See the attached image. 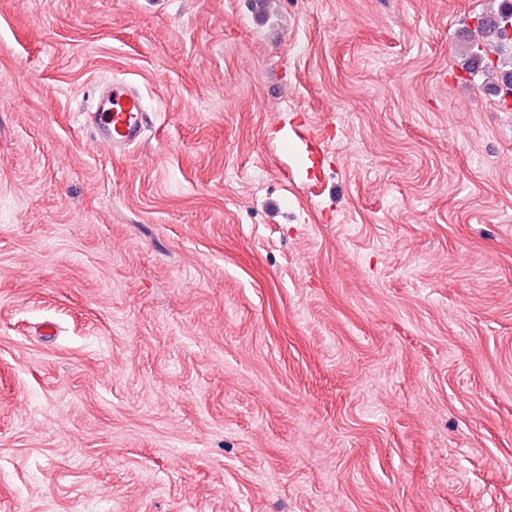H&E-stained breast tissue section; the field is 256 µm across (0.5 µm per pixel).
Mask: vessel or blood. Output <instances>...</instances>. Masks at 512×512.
<instances>
[{
	"label": "vessel or blood",
	"instance_id": "1",
	"mask_svg": "<svg viewBox=\"0 0 512 512\" xmlns=\"http://www.w3.org/2000/svg\"><path fill=\"white\" fill-rule=\"evenodd\" d=\"M148 119L138 92L124 83L112 84L94 115L97 147L112 154L126 150L142 137Z\"/></svg>",
	"mask_w": 512,
	"mask_h": 512
}]
</instances>
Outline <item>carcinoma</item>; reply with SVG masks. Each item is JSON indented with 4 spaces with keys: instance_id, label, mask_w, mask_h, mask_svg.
Instances as JSON below:
<instances>
[{
    "instance_id": "cac0c4a2",
    "label": "carcinoma",
    "mask_w": 512,
    "mask_h": 512,
    "mask_svg": "<svg viewBox=\"0 0 512 512\" xmlns=\"http://www.w3.org/2000/svg\"><path fill=\"white\" fill-rule=\"evenodd\" d=\"M498 7L481 17L476 36L495 40L494 48L479 49L470 53L472 64L485 63V72L496 77L495 85L512 90V39H505L501 27L512 22V0H497Z\"/></svg>"
}]
</instances>
